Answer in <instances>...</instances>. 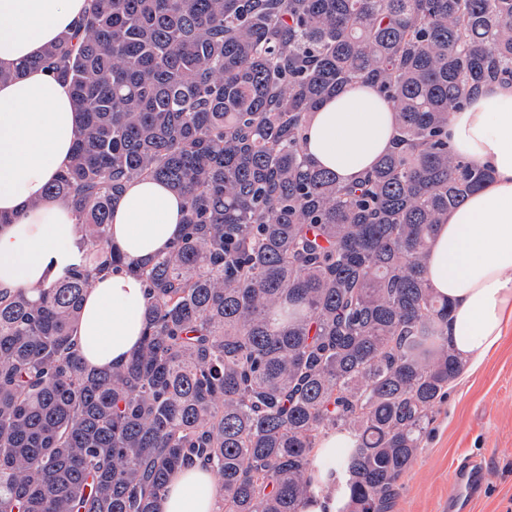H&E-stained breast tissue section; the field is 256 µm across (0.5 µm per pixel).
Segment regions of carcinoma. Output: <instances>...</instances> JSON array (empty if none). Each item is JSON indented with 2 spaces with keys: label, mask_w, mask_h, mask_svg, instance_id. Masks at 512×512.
<instances>
[{
  "label": "carcinoma",
  "mask_w": 512,
  "mask_h": 512,
  "mask_svg": "<svg viewBox=\"0 0 512 512\" xmlns=\"http://www.w3.org/2000/svg\"><path fill=\"white\" fill-rule=\"evenodd\" d=\"M27 66L83 115L47 187L81 236L37 296L0 292V512H161L198 462L220 512H387L460 374L424 267L491 178L448 120L512 78V0H91ZM359 79L392 102L396 147L341 185L301 131ZM146 178L184 198L186 228L131 264L112 206ZM118 266L146 284L144 336L89 369L72 331Z\"/></svg>",
  "instance_id": "cac0c4a2"
}]
</instances>
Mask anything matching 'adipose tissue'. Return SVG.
<instances>
[{
    "mask_svg": "<svg viewBox=\"0 0 512 512\" xmlns=\"http://www.w3.org/2000/svg\"><path fill=\"white\" fill-rule=\"evenodd\" d=\"M89 0H0V291L34 290L57 278L80 237L66 201L47 186L70 160L81 114L69 84L27 67L73 33ZM304 156L340 183L362 179L394 148L389 100L359 82L324 102L304 127ZM454 152L493 178L439 226L425 275L448 298V345L464 370L477 368L512 322V81L482 86L453 113ZM184 199L153 179L130 182L112 211L111 241L129 261L167 252L182 236ZM147 305L142 279L126 270L99 275L83 296L73 343L85 365H125L138 349ZM219 487L209 467L174 472L162 512H216Z\"/></svg>",
    "mask_w": 512,
    "mask_h": 512,
    "instance_id": "adipose-tissue-1",
    "label": "adipose tissue"
}]
</instances>
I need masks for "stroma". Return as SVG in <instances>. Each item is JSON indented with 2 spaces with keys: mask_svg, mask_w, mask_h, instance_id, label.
Wrapping results in <instances>:
<instances>
[{
  "mask_svg": "<svg viewBox=\"0 0 512 512\" xmlns=\"http://www.w3.org/2000/svg\"><path fill=\"white\" fill-rule=\"evenodd\" d=\"M469 458L486 467L472 512H512V324L499 348L474 373L458 376L436 406L390 512H445L454 467Z\"/></svg>",
  "mask_w": 512,
  "mask_h": 512,
  "instance_id": "obj_1",
  "label": "stroma"
}]
</instances>
